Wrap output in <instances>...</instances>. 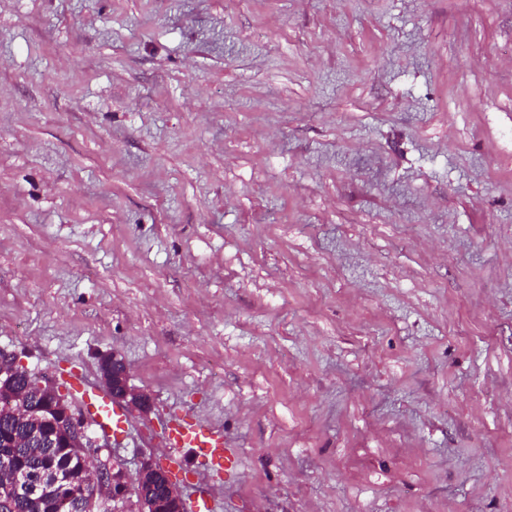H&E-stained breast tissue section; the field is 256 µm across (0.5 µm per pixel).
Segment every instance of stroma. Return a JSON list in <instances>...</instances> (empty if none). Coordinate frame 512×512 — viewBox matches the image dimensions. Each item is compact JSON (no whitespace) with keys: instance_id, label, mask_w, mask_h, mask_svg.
<instances>
[{"instance_id":"obj_1","label":"stroma","mask_w":512,"mask_h":512,"mask_svg":"<svg viewBox=\"0 0 512 512\" xmlns=\"http://www.w3.org/2000/svg\"><path fill=\"white\" fill-rule=\"evenodd\" d=\"M0 351L223 512H512V0H0ZM112 380L109 374L102 372L101 379L111 397L98 392L88 382L87 376L72 378L70 386L74 395L82 403L87 415L96 423L99 429L114 439L122 438L131 431L132 424L126 417L123 407L148 413L152 409L151 397L144 391L130 385L127 365L124 359L112 352ZM168 457L176 468L199 467L207 481L200 497L191 500L190 512H216L222 485L211 483L213 473L232 470L239 463L234 448L224 439V428L211 419L190 414L174 416L166 421Z\"/></svg>"}]
</instances>
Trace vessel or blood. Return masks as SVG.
Instances as JSON below:
<instances>
[{"instance_id":"vessel-or-blood-1","label":"vessel or blood","mask_w":512,"mask_h":512,"mask_svg":"<svg viewBox=\"0 0 512 512\" xmlns=\"http://www.w3.org/2000/svg\"><path fill=\"white\" fill-rule=\"evenodd\" d=\"M74 395L99 429L113 438L131 431L132 424L123 409L108 396L95 390L87 377L71 379ZM166 446L174 467H199L208 484L200 497L191 500L190 512H216L220 485L211 483L213 474L235 468L239 457L224 439V429L211 419L190 414L174 416L165 427Z\"/></svg>"}]
</instances>
